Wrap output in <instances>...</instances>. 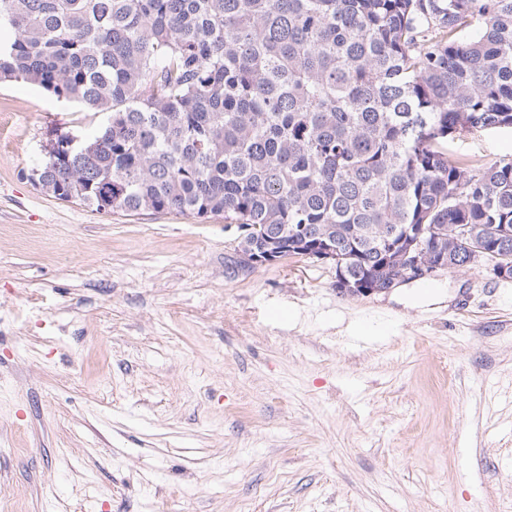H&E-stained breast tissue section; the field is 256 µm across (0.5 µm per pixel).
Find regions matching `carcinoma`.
<instances>
[{
	"label": "carcinoma",
	"mask_w": 512,
	"mask_h": 512,
	"mask_svg": "<svg viewBox=\"0 0 512 512\" xmlns=\"http://www.w3.org/2000/svg\"><path fill=\"white\" fill-rule=\"evenodd\" d=\"M107 114L49 131L29 179L97 212L224 216L259 251L322 243L375 292L388 250L470 224L512 260V160L466 134L512 129V0H0V83ZM472 263L457 242L448 269ZM454 149L472 164L487 159H512V134L507 130L467 135L455 142Z\"/></svg>",
	"instance_id": "1"
}]
</instances>
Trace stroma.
I'll use <instances>...</instances> for the list:
<instances>
[{"instance_id": "1", "label": "stroma", "mask_w": 512, "mask_h": 512, "mask_svg": "<svg viewBox=\"0 0 512 512\" xmlns=\"http://www.w3.org/2000/svg\"><path fill=\"white\" fill-rule=\"evenodd\" d=\"M101 115L0 84V491L14 512H512V279L338 294L228 277L223 217L99 213L29 174ZM471 163L512 133L460 138Z\"/></svg>"}]
</instances>
